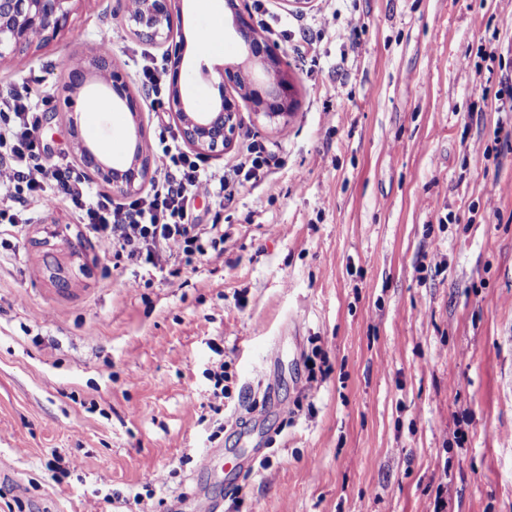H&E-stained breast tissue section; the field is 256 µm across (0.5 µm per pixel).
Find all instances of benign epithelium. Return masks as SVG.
<instances>
[{
  "mask_svg": "<svg viewBox=\"0 0 512 512\" xmlns=\"http://www.w3.org/2000/svg\"><path fill=\"white\" fill-rule=\"evenodd\" d=\"M74 0H0V59L16 56L36 39L50 40L63 32L69 23ZM184 0H138V9L129 12L119 2L117 16L133 27L134 34L153 44L167 46L170 59L171 93L169 108L178 122L182 139L199 152H217L231 147L240 127L239 100H244L257 118L288 125L295 110L292 85L282 59L262 39L253 17L228 0L234 30L247 61L259 65L255 71L239 66L222 65L205 70L207 79L219 95L201 112L195 102L181 90L185 42L181 27L175 23ZM97 77L102 87L96 93L114 107L127 110L133 121L129 136L140 146L145 140L140 104L126 74L116 65L112 52L98 49L70 67L63 83L69 104L73 96ZM76 156L81 166L112 192L122 196L138 193L151 180L152 159L149 153L133 150L131 156L115 162L95 145L86 142L77 126H72Z\"/></svg>",
  "mask_w": 512,
  "mask_h": 512,
  "instance_id": "7a95c632",
  "label": "benign epithelium"
}]
</instances>
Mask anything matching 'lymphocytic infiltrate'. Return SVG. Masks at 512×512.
<instances>
[{
	"label": "lymphocytic infiltrate",
	"instance_id": "1",
	"mask_svg": "<svg viewBox=\"0 0 512 512\" xmlns=\"http://www.w3.org/2000/svg\"><path fill=\"white\" fill-rule=\"evenodd\" d=\"M37 128L27 89L0 95V198L5 201L0 223H16L27 203L46 209L65 201L104 253L119 261L159 266L223 243L220 225L196 223L194 198L204 195L223 202L232 182L258 179L267 164L262 151L254 149L229 172H209L182 150L176 137L165 136L156 148L161 163L156 185L116 206L108 197L92 193L84 176L72 167L46 171L38 161Z\"/></svg>",
	"mask_w": 512,
	"mask_h": 512
}]
</instances>
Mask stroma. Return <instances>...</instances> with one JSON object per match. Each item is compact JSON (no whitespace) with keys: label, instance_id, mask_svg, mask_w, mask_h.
I'll list each match as a JSON object with an SVG mask.
<instances>
[{"label":"stroma","instance_id":"35a3bbf8","mask_svg":"<svg viewBox=\"0 0 512 512\" xmlns=\"http://www.w3.org/2000/svg\"><path fill=\"white\" fill-rule=\"evenodd\" d=\"M247 5L282 31L298 109L284 127L242 110L232 147L202 155L218 172L255 144L267 158L223 205L196 198L219 250L116 266L64 204L0 228V482L25 512H175L202 493L223 512H512V112L482 109L512 75V0ZM116 9L76 0L63 36L0 59V93L31 90L47 168L76 165L75 124L128 150L126 110L61 90L105 31L149 145L178 132L169 88L135 77L163 47ZM182 31L181 89L204 109L200 65L246 56L231 11L184 0ZM211 449L251 458L237 493L199 473Z\"/></svg>","mask_w":512,"mask_h":512}]
</instances>
